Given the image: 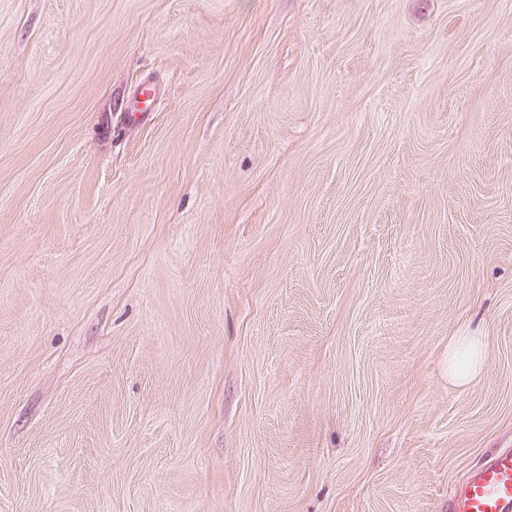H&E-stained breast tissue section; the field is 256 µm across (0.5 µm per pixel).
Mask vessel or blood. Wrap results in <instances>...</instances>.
<instances>
[{"label": "vessel or blood", "instance_id": "b4317fda", "mask_svg": "<svg viewBox=\"0 0 512 512\" xmlns=\"http://www.w3.org/2000/svg\"><path fill=\"white\" fill-rule=\"evenodd\" d=\"M453 512H512V450L494 455L452 497Z\"/></svg>", "mask_w": 512, "mask_h": 512}]
</instances>
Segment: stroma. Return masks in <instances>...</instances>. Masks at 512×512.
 I'll list each match as a JSON object with an SVG mask.
<instances>
[{
    "label": "stroma",
    "instance_id": "obj_1",
    "mask_svg": "<svg viewBox=\"0 0 512 512\" xmlns=\"http://www.w3.org/2000/svg\"><path fill=\"white\" fill-rule=\"evenodd\" d=\"M505 449L512 0H0V512H451ZM483 355L480 336H459L448 350V377L466 383L479 371Z\"/></svg>",
    "mask_w": 512,
    "mask_h": 512
}]
</instances>
